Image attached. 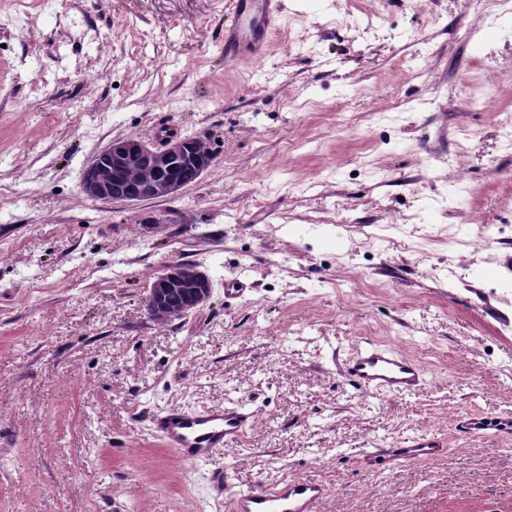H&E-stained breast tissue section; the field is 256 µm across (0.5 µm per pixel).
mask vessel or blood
Wrapping results in <instances>:
<instances>
[{"label": "vessel or blood", "mask_w": 512, "mask_h": 512, "mask_svg": "<svg viewBox=\"0 0 512 512\" xmlns=\"http://www.w3.org/2000/svg\"><path fill=\"white\" fill-rule=\"evenodd\" d=\"M233 21L224 29V62L232 65L248 59L262 62L278 29L281 0H231ZM342 373L354 387L369 393L406 396L426 382L421 366L399 351L363 340L345 359ZM256 420L246 402L228 401L224 406L204 409H169L157 413L152 423L165 447L183 461L208 462L225 447L238 444ZM468 436H512V415H471L460 422ZM441 434L417 433L398 443H378L365 449L360 465L384 473L416 460L447 456ZM218 492H229V512H319L327 496L323 481L315 478L282 480L271 485L250 484L230 490V474L214 471Z\"/></svg>", "instance_id": "b4317fda"}]
</instances>
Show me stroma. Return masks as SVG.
Here are the masks:
<instances>
[{
	"mask_svg": "<svg viewBox=\"0 0 512 512\" xmlns=\"http://www.w3.org/2000/svg\"><path fill=\"white\" fill-rule=\"evenodd\" d=\"M230 0H0V512H225L234 484L325 480L320 512H512V12L497 0H282L267 59L224 64ZM212 170L172 201L84 196L113 140L162 127ZM167 222L149 229L152 218ZM174 261L212 280L161 326ZM244 276L250 292L225 300ZM416 359L405 397L348 385L361 339ZM246 401L212 464L152 428ZM446 457L376 474L378 441ZM187 286L193 288L191 295L186 299ZM167 303L176 307L167 306ZM212 282L206 270L196 263L173 262L154 277L144 297V305L153 321L159 325H167L175 319H179L197 308L205 306L210 300ZM460 431L468 436L494 435L512 436V415H471L460 421ZM447 454V442L441 434L422 432L407 436L396 444L383 441L365 449L359 464L366 470L384 473L412 461L434 460Z\"/></svg>",
	"mask_w": 512,
	"mask_h": 512,
	"instance_id": "1",
	"label": "stroma"
}]
</instances>
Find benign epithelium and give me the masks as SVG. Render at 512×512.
<instances>
[{
    "mask_svg": "<svg viewBox=\"0 0 512 512\" xmlns=\"http://www.w3.org/2000/svg\"><path fill=\"white\" fill-rule=\"evenodd\" d=\"M204 143L200 138L182 136L164 130L154 139L131 135L116 139L97 154L86 166L88 175L80 182L82 193L95 201L119 205H135L147 200H173L185 184L170 175V171L183 166H194L199 175L207 174L215 165V157L209 148H198ZM147 165L152 179L144 195H129L121 185V174L135 165ZM187 286L191 295L184 304L172 308L165 302L173 288ZM212 282L201 266L189 262H173L154 277L144 297V305L153 321L166 325L189 312L205 306L210 300Z\"/></svg>",
    "mask_w": 512,
    "mask_h": 512,
    "instance_id": "1",
    "label": "benign epithelium"
}]
</instances>
